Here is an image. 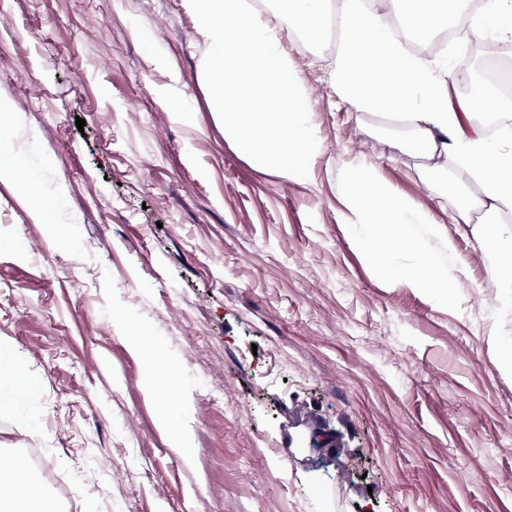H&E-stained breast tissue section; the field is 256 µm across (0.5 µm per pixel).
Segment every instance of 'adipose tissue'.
<instances>
[{
    "label": "adipose tissue",
    "mask_w": 512,
    "mask_h": 512,
    "mask_svg": "<svg viewBox=\"0 0 512 512\" xmlns=\"http://www.w3.org/2000/svg\"><path fill=\"white\" fill-rule=\"evenodd\" d=\"M187 2L200 19V76L224 119L225 140L286 181L307 173L320 141L308 124L305 90L292 76L285 39L297 33L316 41L335 26L338 40L328 73L333 93L352 111L405 122L412 149L434 160L430 172L440 184H447L453 168L480 185L479 194L453 202L449 220L470 226L508 290L506 303L512 304V233L503 229L505 217L512 215V127L503 126L491 140L473 121L475 109L494 113L504 103L491 90L475 100L453 98L444 64L412 51L405 40L456 18L460 0H286L275 21L253 0ZM10 132L11 107L1 100L0 182L23 195L35 223H54V207L16 159ZM346 209L347 223L371 227L361 246L375 262L407 243L408 225L429 221L401 202L394 189L367 177L349 179ZM405 280L436 303L452 298L443 265L430 255H421ZM119 330L132 348L156 360L161 382L149 394L162 400L161 420L175 435L176 454L191 462L188 412L177 394L179 369L163 360L139 326L123 322ZM0 512L54 508L49 492L34 483L30 471L0 466Z\"/></svg>",
    "instance_id": "ef3b65f1"
}]
</instances>
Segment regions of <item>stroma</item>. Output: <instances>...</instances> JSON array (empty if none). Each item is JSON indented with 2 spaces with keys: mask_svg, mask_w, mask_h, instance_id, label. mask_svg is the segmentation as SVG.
Masks as SVG:
<instances>
[{
  "mask_svg": "<svg viewBox=\"0 0 512 512\" xmlns=\"http://www.w3.org/2000/svg\"><path fill=\"white\" fill-rule=\"evenodd\" d=\"M184 0H0L12 148L55 224L0 184V452L36 454L61 512H512V307L420 180L403 127L350 110L335 46L288 39L322 152L286 181L224 140ZM85 128H77V119ZM440 224L369 261L354 173ZM437 305L398 276L418 250ZM140 326L181 373L193 462L148 390ZM405 281L411 288L428 294L438 304H447L451 301V286L445 276L444 267L428 254L420 255L418 262L407 270Z\"/></svg>",
  "mask_w": 512,
  "mask_h": 512,
  "instance_id": "35a3bbf8",
  "label": "stroma"
}]
</instances>
